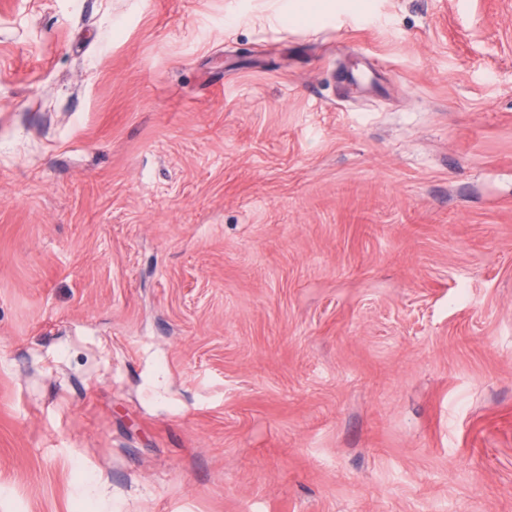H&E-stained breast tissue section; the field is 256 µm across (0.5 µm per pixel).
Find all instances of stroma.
Masks as SVG:
<instances>
[{"mask_svg": "<svg viewBox=\"0 0 512 512\" xmlns=\"http://www.w3.org/2000/svg\"><path fill=\"white\" fill-rule=\"evenodd\" d=\"M0 512H512V0H0Z\"/></svg>", "mask_w": 512, "mask_h": 512, "instance_id": "obj_1", "label": "stroma"}]
</instances>
